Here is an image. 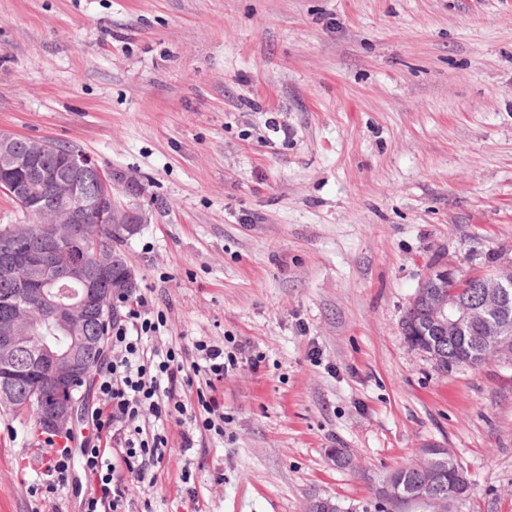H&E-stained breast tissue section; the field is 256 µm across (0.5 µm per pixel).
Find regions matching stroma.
Returning <instances> with one entry per match:
<instances>
[{"label": "stroma", "mask_w": 512, "mask_h": 512, "mask_svg": "<svg viewBox=\"0 0 512 512\" xmlns=\"http://www.w3.org/2000/svg\"><path fill=\"white\" fill-rule=\"evenodd\" d=\"M0 133L133 175L157 346L238 359L223 434L168 423L126 512H383L430 444L451 512H512V359L444 373L401 329L430 266L512 261V0H0ZM38 457L0 411V512Z\"/></svg>", "instance_id": "obj_1"}]
</instances>
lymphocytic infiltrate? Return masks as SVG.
Returning a JSON list of instances; mask_svg holds the SVG:
<instances>
[{"label":"lymphocytic infiltrate","mask_w":512,"mask_h":512,"mask_svg":"<svg viewBox=\"0 0 512 512\" xmlns=\"http://www.w3.org/2000/svg\"><path fill=\"white\" fill-rule=\"evenodd\" d=\"M164 326L143 296L130 307L126 323L113 324L112 358L97 373L96 401L89 410L97 439L83 441L76 450H56L36 485L42 501H51L67 485L78 463L89 482L82 512H125L128 475L164 465L166 421L189 416L193 429L181 434L186 452L194 446V433H223L224 406L215 392L235 359L204 341L195 343L192 360L177 349L149 347ZM198 378L204 386L197 389L195 404L187 405L180 391Z\"/></svg>","instance_id":"lymphocytic-infiltrate-1"}]
</instances>
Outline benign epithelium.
<instances>
[{
	"mask_svg": "<svg viewBox=\"0 0 512 512\" xmlns=\"http://www.w3.org/2000/svg\"><path fill=\"white\" fill-rule=\"evenodd\" d=\"M48 145L46 140H31L26 152L18 154L13 136L0 134V190L28 204L43 195L58 204L51 213L37 211L42 223L37 239L31 237L29 225L11 226L13 238L0 241V279L17 283L50 330L73 340L64 351L44 341L32 344L28 314L1 320L0 405L9 407L22 397L35 399L42 409V427L67 436L81 412L80 399L68 386L87 373L84 353L97 345L93 338L82 335L83 325L90 318L117 314L118 305L110 303L112 244L94 249L92 279L64 247L84 244L85 225L90 222L125 224L127 236H133L144 223V215L136 208L112 204L114 187L134 197L140 195L137 181L107 171L85 155L69 153L58 169L35 170ZM410 306L412 315L407 322L426 341L413 349L427 354L436 365L476 367L481 355L473 351L472 331H481L482 346L499 355L506 351L503 337L512 334V262L468 274L450 264L433 266ZM447 459L448 449L426 446L414 463L405 466L414 473L412 489H406L395 471L379 486L377 496L390 506L432 502L435 512H446L448 496L441 491V478Z\"/></svg>",
	"mask_w": 512,
	"mask_h": 512,
	"instance_id": "7a95c632",
	"label": "benign epithelium"
}]
</instances>
